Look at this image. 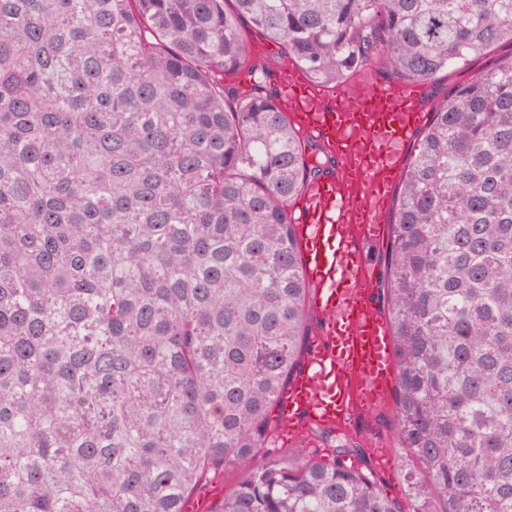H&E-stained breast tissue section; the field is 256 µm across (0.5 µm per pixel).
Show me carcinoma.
<instances>
[{
	"mask_svg": "<svg viewBox=\"0 0 512 512\" xmlns=\"http://www.w3.org/2000/svg\"><path fill=\"white\" fill-rule=\"evenodd\" d=\"M225 2L0 0V512H183L227 467L207 512H512V57L431 112L390 223L405 509L334 427L269 451L313 316L288 206L335 159L242 33L426 84L512 0ZM243 478L241 471L227 468L224 471L211 473L199 484L192 499L202 502L204 510L223 501Z\"/></svg>",
	"mask_w": 512,
	"mask_h": 512,
	"instance_id": "1",
	"label": "carcinoma"
}]
</instances>
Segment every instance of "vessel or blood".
I'll use <instances>...</instances> for the list:
<instances>
[{
	"label": "vessel or blood",
	"mask_w": 512,
	"mask_h": 512,
	"mask_svg": "<svg viewBox=\"0 0 512 512\" xmlns=\"http://www.w3.org/2000/svg\"><path fill=\"white\" fill-rule=\"evenodd\" d=\"M276 86L289 117L337 160L333 173L310 184L298 217L303 269L313 287L309 305L324 323L281 396L283 437L301 418L350 427L394 384L389 327L371 302L367 248L383 240L380 216L399 151L427 119V87L382 83L369 69L324 96L292 67L279 71Z\"/></svg>",
	"instance_id": "vessel-or-blood-1"
}]
</instances>
